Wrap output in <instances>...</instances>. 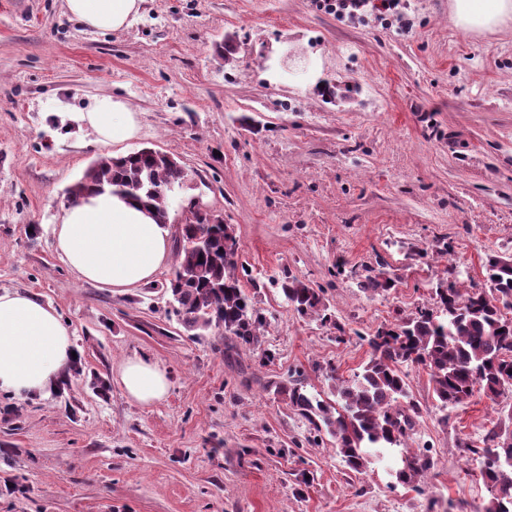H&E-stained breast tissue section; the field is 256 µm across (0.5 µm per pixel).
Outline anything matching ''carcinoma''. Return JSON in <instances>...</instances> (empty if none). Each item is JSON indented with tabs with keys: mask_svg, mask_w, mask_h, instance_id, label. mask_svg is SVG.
<instances>
[{
	"mask_svg": "<svg viewBox=\"0 0 512 512\" xmlns=\"http://www.w3.org/2000/svg\"><path fill=\"white\" fill-rule=\"evenodd\" d=\"M188 181L185 167L170 154L142 148L118 158H103L87 169L69 189V198L110 188L152 208L158 221L169 223L168 189ZM178 260L166 284L174 313L192 330L220 335L224 357L262 347L265 318L236 275L238 244L231 225L193 212L180 225ZM482 288L460 287L459 272L448 267V278L434 288L436 309L422 308L392 328H379L367 338L369 361L355 379L343 380L335 369L330 403L296 379L274 384L276 393L308 421L336 441V453L347 468L361 473L384 457H395L388 471L399 484H413L433 466L423 452L408 451L419 410L409 401L403 367L428 370L433 393L443 408H455L480 394L494 402L512 392V255H486ZM360 288L373 292L393 287L386 273L367 275ZM281 290L304 316L330 320L322 289L290 273ZM484 447L473 449L483 458L480 475L490 489L484 512H512V432L490 429Z\"/></svg>",
	"mask_w": 512,
	"mask_h": 512,
	"instance_id": "1",
	"label": "carcinoma"
}]
</instances>
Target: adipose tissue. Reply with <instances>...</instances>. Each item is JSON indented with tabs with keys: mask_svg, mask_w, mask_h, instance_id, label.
Segmentation results:
<instances>
[{
	"mask_svg": "<svg viewBox=\"0 0 512 512\" xmlns=\"http://www.w3.org/2000/svg\"><path fill=\"white\" fill-rule=\"evenodd\" d=\"M143 2L65 0V8L85 27L112 32L129 26ZM451 18L463 29L490 31L512 22V0H452ZM71 118L103 147L139 131L137 113L110 96ZM54 244L78 280L123 293L149 283L167 265L171 234L137 202L107 189L63 208ZM73 350V334L54 308L26 294L0 293V392L24 398L47 391L72 362ZM117 379L128 397L144 404L168 391L165 372L141 358L124 361Z\"/></svg>",
	"mask_w": 512,
	"mask_h": 512,
	"instance_id": "1",
	"label": "adipose tissue"
}]
</instances>
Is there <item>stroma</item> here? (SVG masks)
I'll return each instance as SVG.
<instances>
[{
  "label": "stroma",
  "mask_w": 512,
  "mask_h": 512,
  "mask_svg": "<svg viewBox=\"0 0 512 512\" xmlns=\"http://www.w3.org/2000/svg\"><path fill=\"white\" fill-rule=\"evenodd\" d=\"M108 95L139 114L129 150L189 173L170 226L197 205L234 229L266 319L262 350L237 365L181 324L169 269L118 294L55 253L68 189L112 153L63 113ZM492 251L512 254V27L464 30L448 0L342 15L319 0H146L101 34L63 0H0V291L51 305L77 347L46 393L0 392V512H483L474 450L512 431V394L445 411L426 369L406 367L413 447L434 461L413 488L350 471L270 384L330 399L326 369L353 377L369 334L433 306L449 266L482 284ZM381 270L393 288L358 287ZM286 271L323 289L332 322L288 304L271 284ZM134 357L166 371L163 400L126 396L116 371Z\"/></svg>",
  "instance_id": "1"
}]
</instances>
